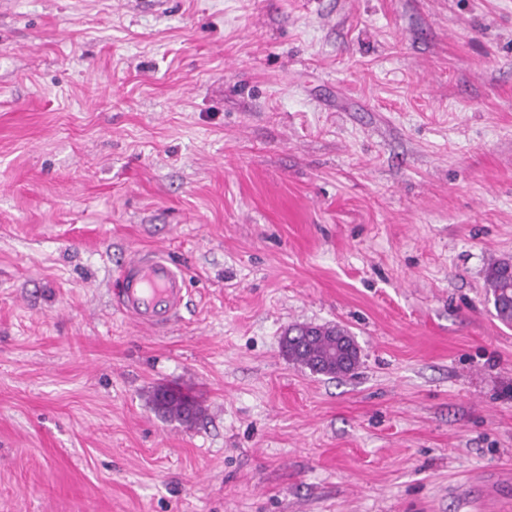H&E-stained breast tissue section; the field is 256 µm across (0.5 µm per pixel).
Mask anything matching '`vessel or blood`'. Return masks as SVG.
<instances>
[{
    "label": "vessel or blood",
    "instance_id": "vessel-or-blood-1",
    "mask_svg": "<svg viewBox=\"0 0 512 512\" xmlns=\"http://www.w3.org/2000/svg\"><path fill=\"white\" fill-rule=\"evenodd\" d=\"M187 280L186 271L164 251L134 252L120 269L117 308L140 326L166 325L184 305Z\"/></svg>",
    "mask_w": 512,
    "mask_h": 512
}]
</instances>
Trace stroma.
<instances>
[{"label": "stroma", "mask_w": 512, "mask_h": 512, "mask_svg": "<svg viewBox=\"0 0 512 512\" xmlns=\"http://www.w3.org/2000/svg\"><path fill=\"white\" fill-rule=\"evenodd\" d=\"M505 257L512 0H0V512H512ZM187 280L163 250L136 251L121 266L117 308L140 326L166 325L184 305ZM485 296L492 302L495 317L505 326H512V260L491 262L484 274ZM341 336L350 334L338 325L298 324L285 331L282 349L288 360L312 373L343 376L355 370L359 353L352 337L353 355L339 348ZM154 405L157 412L168 419H175L182 422L200 414L202 409L194 400L184 397L182 394L158 391L154 397Z\"/></svg>", "instance_id": "obj_1"}]
</instances>
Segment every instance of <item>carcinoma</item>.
<instances>
[{"mask_svg": "<svg viewBox=\"0 0 512 512\" xmlns=\"http://www.w3.org/2000/svg\"><path fill=\"white\" fill-rule=\"evenodd\" d=\"M485 296L492 302L495 317L512 326V260L491 262L484 274ZM348 332L338 326L298 324L285 331L282 349L288 360L312 373L343 376L355 370L359 353L349 354L338 346ZM157 412L168 419L185 422L201 413L194 400L161 390L154 397Z\"/></svg>", "mask_w": 512, "mask_h": 512, "instance_id": "obj_1", "label": "carcinoma"}]
</instances>
